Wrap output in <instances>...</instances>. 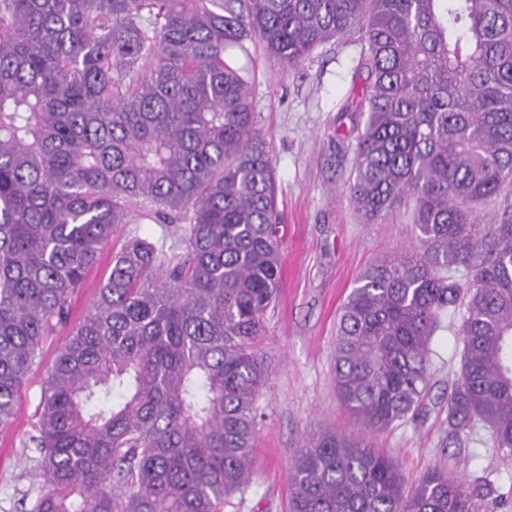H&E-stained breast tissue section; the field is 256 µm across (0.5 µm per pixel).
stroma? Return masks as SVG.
I'll return each mask as SVG.
<instances>
[{
  "label": "stroma",
  "mask_w": 512,
  "mask_h": 512,
  "mask_svg": "<svg viewBox=\"0 0 512 512\" xmlns=\"http://www.w3.org/2000/svg\"><path fill=\"white\" fill-rule=\"evenodd\" d=\"M250 50L257 59L251 79L256 127L269 145L283 213L282 278L260 344L269 375L251 485L242 501L225 506L224 512H289L288 470L303 440L327 427L346 435L361 431L336 393L340 307L362 269L418 241L411 209L394 211L382 224H365L346 192L356 152L358 115L351 101L357 42L323 44L289 72L260 44ZM58 343L53 336L44 344L16 398L11 424L0 427V512H30L41 492L40 453L28 438ZM432 349L428 414L370 434L373 448L396 459L412 480L437 465L471 480L492 475L498 493H511L512 459L490 446L471 444L462 457L440 454L438 410L460 370L461 346L453 329L444 327Z\"/></svg>",
  "instance_id": "obj_1"
}]
</instances>
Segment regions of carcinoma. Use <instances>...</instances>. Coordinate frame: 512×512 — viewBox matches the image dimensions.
I'll return each instance as SVG.
<instances>
[{
	"label": "carcinoma",
	"instance_id": "obj_1",
	"mask_svg": "<svg viewBox=\"0 0 512 512\" xmlns=\"http://www.w3.org/2000/svg\"><path fill=\"white\" fill-rule=\"evenodd\" d=\"M352 37L347 193L367 224L412 207L420 247L365 267L340 309L336 392L365 434L297 449L291 512H480L496 492L440 467L411 483L368 434L427 414L452 313L440 451L483 431L512 458V0H0L1 427L132 208L181 231L168 252L124 240L57 347L31 512H222L248 488L281 273L248 44L291 71Z\"/></svg>",
	"mask_w": 512,
	"mask_h": 512
}]
</instances>
